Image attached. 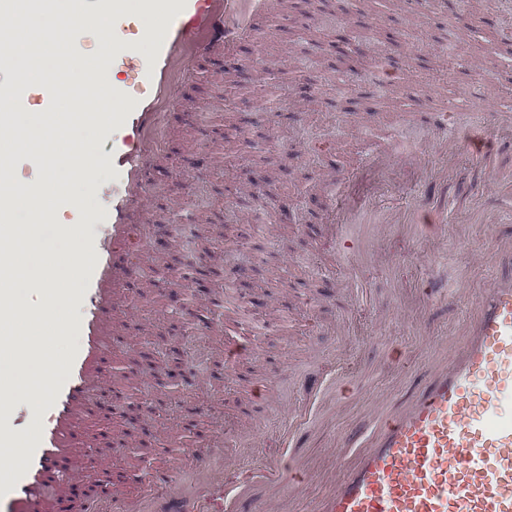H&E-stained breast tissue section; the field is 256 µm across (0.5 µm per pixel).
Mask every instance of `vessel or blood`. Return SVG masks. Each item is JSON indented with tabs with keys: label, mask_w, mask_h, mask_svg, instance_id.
<instances>
[{
	"label": "vessel or blood",
	"mask_w": 512,
	"mask_h": 512,
	"mask_svg": "<svg viewBox=\"0 0 512 512\" xmlns=\"http://www.w3.org/2000/svg\"><path fill=\"white\" fill-rule=\"evenodd\" d=\"M124 0H68L71 19L87 10L107 21L122 36L116 64L132 63L134 43L125 40L129 21ZM159 13L160 25L149 30L152 56L139 67L148 96L132 98L110 89L115 110L101 123L103 138L112 142L93 163L112 167L120 184L109 202L93 214L65 192H57L52 208L33 206L31 225L55 222L57 211L71 212L75 223L97 224L101 233L87 241L78 258L80 287L67 289L64 301L81 309L69 323L81 338L78 348L53 365L43 387L42 411L22 407L21 393L0 395V448L10 460L0 464V512H64L55 487L65 479L60 454L74 443L71 433L93 395L108 391L98 379L97 363L109 357L106 332L113 289L134 274L117 264V248H140L146 236L142 217L148 207L151 153L164 140L161 107L175 89L177 73L201 50L221 43L232 47L249 33L259 0H143ZM30 107L29 84L0 82V125ZM467 157L489 164L498 137L483 126L470 128L464 138ZM367 206L363 198L346 197L339 209L341 224L359 222ZM10 193L0 189V254L15 247L11 233ZM498 260L504 272L491 282L476 303L467 339L449 359L436 363L421 392L396 413L382 417L369 434L355 431L343 442L355 455L331 479V488L314 512H512V239L502 245ZM345 369L343 360L327 363L310 391L304 392L287 419L267 437L244 449L257 458L254 467H240L234 480H224L207 468L209 456L222 441L209 439L205 450L186 449L184 457L164 461L148 479L149 492H163L159 512H236L248 502L251 512H297L293 506L305 478L283 483L285 462L299 432L318 407L327 385ZM195 457L204 471L197 485L182 491L177 478L185 457ZM272 486V493L255 498L254 483Z\"/></svg>",
	"instance_id": "vessel-or-blood-1"
}]
</instances>
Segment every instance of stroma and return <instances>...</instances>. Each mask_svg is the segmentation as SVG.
<instances>
[{
  "instance_id": "stroma-1",
  "label": "stroma",
  "mask_w": 512,
  "mask_h": 512,
  "mask_svg": "<svg viewBox=\"0 0 512 512\" xmlns=\"http://www.w3.org/2000/svg\"><path fill=\"white\" fill-rule=\"evenodd\" d=\"M511 28L512 0H450L443 14L408 0H264L249 38L187 69L162 110L168 141L152 158L147 248L121 254L136 275L116 291L105 373L126 408L172 436L108 448L101 431L140 430L92 410L80 425L84 446L63 463L76 483L111 468L116 493L151 512L130 474L201 433L232 435L215 464L233 471L239 449L272 433L287 402L339 353L350 381L326 392L297 448L309 474L301 512L328 492L325 478L340 468L334 443L370 432L379 406L419 392L432 358L463 341L467 308L496 273L490 240L512 227V196L492 205L493 223L477 222L488 172L463 153L441 156L424 119L443 109L449 129L463 130L512 109ZM386 149L416 154V166L376 169ZM348 177L371 197L374 221L336 224ZM430 181L448 210L434 241L389 219ZM367 235L374 256L357 270L347 244ZM229 251L242 258L232 279ZM351 274L364 297L357 308L336 286ZM433 278L447 300L427 293ZM127 304L138 321L126 318ZM241 306L264 331L228 376L224 348ZM161 340L206 350V369L188 363L172 379L164 362L145 365L152 384L143 386L126 368Z\"/></svg>"
}]
</instances>
